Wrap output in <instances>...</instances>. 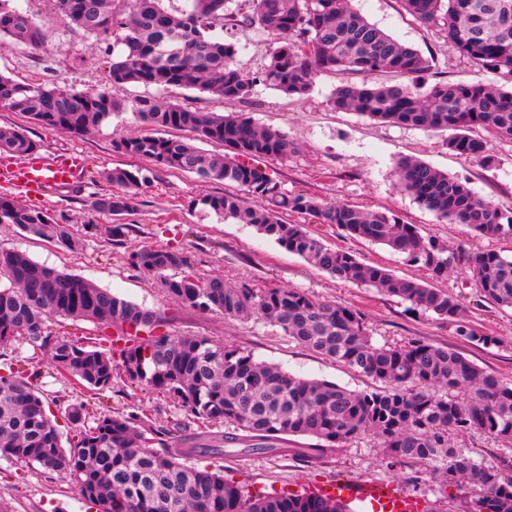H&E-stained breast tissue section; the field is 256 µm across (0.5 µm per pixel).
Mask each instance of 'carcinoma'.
I'll use <instances>...</instances> for the list:
<instances>
[{
    "label": "carcinoma",
    "mask_w": 512,
    "mask_h": 512,
    "mask_svg": "<svg viewBox=\"0 0 512 512\" xmlns=\"http://www.w3.org/2000/svg\"><path fill=\"white\" fill-rule=\"evenodd\" d=\"M53 2L87 36H112L105 55L114 86L180 88L229 101L248 99L261 82L302 98L312 91L318 73L332 72L343 76L331 98L334 108L447 131L448 150L456 155L490 166L495 163L492 139L512 140V89L462 82L423 88L413 78L429 69V59L371 23L350 0H249L246 13L231 9L229 0H187L188 6L175 12L163 7L164 0ZM400 2L407 14L441 32L463 59L512 80V0ZM243 26L258 29L273 43L268 64L255 76L237 62L234 32ZM49 37L13 0H0V48L39 49ZM382 72L409 82H371ZM0 104L36 124L77 134L131 110L156 133L123 137L114 142L116 151L235 186L240 193L210 195L202 204L226 220L255 228L343 282L374 288L401 298L413 310L433 313L471 342L490 345L494 338L471 328L453 294L365 265L348 251L327 246L303 225L283 222L280 213L309 214L350 237L385 245L421 265L433 281L462 266L486 298L512 308V257L497 251H450L393 213L288 194L259 165L295 152L281 131L190 104L151 98L126 102L106 90L50 88L2 74ZM167 130L187 131L191 137H168ZM201 143L221 144L224 154L208 153ZM35 148L25 130H0V154L24 156ZM396 169L404 191L440 219L488 237L512 239L511 210L498 208L421 160L402 158ZM102 179L115 191L99 194L92 208L115 216L134 210L150 184L142 171L122 167ZM0 224H14L65 250L83 247L72 225L5 196H0ZM132 259L160 277L175 301L276 326L297 344L384 383V389L352 391L259 363L233 345L158 333L150 311L18 249L0 251V278L7 280L0 284V346L50 344L56 366L90 390L112 387L120 373L144 382L200 420V435L219 444L240 440L256 450H271L277 441L286 445L290 436H306L313 440L305 449L312 457L372 434L397 463H423L440 483L463 479L475 485L468 512H512V479L452 442L454 435L479 431L512 443V385L445 347L420 340L377 346L361 312L350 306L301 290L232 287L219 277L199 278L184 272L188 260L183 253L166 248H142ZM51 317L99 320L129 338L117 352L69 339L53 342L44 334ZM38 379L11 364L0 373V458L59 474L97 512H347L336 500L312 492L253 494L207 465L188 464L192 447L171 430H146L137 417L114 414L91 426L82 403L68 411L77 440L65 448ZM221 425L233 428L234 435L211 433V427Z\"/></svg>",
    "instance_id": "carcinoma-1"
}]
</instances>
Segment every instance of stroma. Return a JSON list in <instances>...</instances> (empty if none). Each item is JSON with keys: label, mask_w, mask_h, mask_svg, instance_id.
I'll return each instance as SVG.
<instances>
[{"label": "stroma", "mask_w": 512, "mask_h": 512, "mask_svg": "<svg viewBox=\"0 0 512 512\" xmlns=\"http://www.w3.org/2000/svg\"><path fill=\"white\" fill-rule=\"evenodd\" d=\"M15 4L46 27L50 39L37 50L24 46L0 49L2 75L66 90L108 88L115 97L130 101L141 97L171 103L189 101L201 109L245 115L258 126L282 130L295 142L296 151L288 159L265 163L267 171L288 192L365 209L392 211L404 223L419 227L423 236L451 249L460 246L472 254L512 251V241L488 238L465 225L440 221L400 188L395 170L399 159L418 158L467 182L478 195L501 209L512 210V141H493L496 163L488 167L450 152L445 132L381 123L354 112L335 110L331 97L341 78L329 72L317 75L312 92L303 99L261 83L255 86L249 99L224 103L183 89L114 88L109 83L102 44L75 29L69 18L54 10L51 0H15ZM353 5L400 42L431 56L430 69L419 79L421 85L428 87L439 81L506 85L502 75L470 66L439 31L406 15L398 0H353ZM236 38L241 46L238 60L242 68L251 74L260 72L271 50L266 35L242 27L237 30ZM17 126L26 128L28 136L46 154L77 151L83 155L86 168L79 186H59L46 194L23 197L22 202L51 214L59 223L73 225L85 246L83 250L69 252L28 236L15 225L0 224V249H18L62 272L93 280L99 287L154 312L170 335L204 336L241 348L256 361L276 364L286 371L351 390L372 391L379 389L380 384L292 342L278 327L253 318H227L218 311H203L175 301L160 278L133 265L131 254L144 246H164L183 252L189 259L190 273L203 278L220 277L231 286L298 289L329 302L354 307L362 313L375 344L395 345L416 339L448 347L512 384V310L499 308L486 299L470 283L463 269L449 272L437 286L457 297L463 316L482 334L495 337L494 345L466 342L451 325L436 320L433 315L411 310L398 297L340 281L253 228L226 221L203 205L204 197L232 192V185L207 182L192 174L161 168L145 157L116 152L114 141L126 135L150 132L132 112L115 114L96 131L77 135L30 123L16 112L0 111V128ZM117 166L139 168L150 177L137 208L123 216L122 221L128 224L129 230L119 239L109 232L112 216L95 212L90 206L92 197L103 187L101 173ZM287 221L305 225L326 245L349 251L365 264L385 267L401 278L420 281L428 278L424 268L408 262L404 255L380 244L346 236L335 225L321 224L309 215L292 212L288 213ZM45 333L54 338L99 345L114 336L115 331L97 320L53 318L46 322ZM0 360L20 361L24 373L41 375L44 396L61 423L63 434L71 432L66 414L78 402L85 403L95 416L129 414L156 427H177L182 437L192 435L197 429L196 422L185 416L177 404L143 383L125 379L99 394L84 389L55 368L49 348L8 345L0 348ZM456 443L476 452L483 463L497 467L505 477L512 478V444L480 432L458 437ZM304 444V438L290 437L289 453L280 454L228 443L222 453H206L202 459L214 470L222 471L225 477L254 491H297L342 476L392 482L422 500L441 501L446 512H467L473 493L469 485L436 483L421 465L393 463L373 435L358 436L320 459L296 455V448ZM1 500L10 503L14 512H96L58 474L35 464L22 466L3 459H0Z\"/></svg>", "instance_id": "1"}]
</instances>
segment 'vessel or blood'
<instances>
[{"instance_id":"obj_1","label":"vessel or blood","mask_w":512,"mask_h":512,"mask_svg":"<svg viewBox=\"0 0 512 512\" xmlns=\"http://www.w3.org/2000/svg\"><path fill=\"white\" fill-rule=\"evenodd\" d=\"M85 160L75 152L50 156L35 150L19 162L0 166V182L17 195L43 193L52 185H72L80 181ZM319 492L339 502H358L363 512H423L424 503L396 484L377 485L339 479L321 485Z\"/></svg>"}]
</instances>
